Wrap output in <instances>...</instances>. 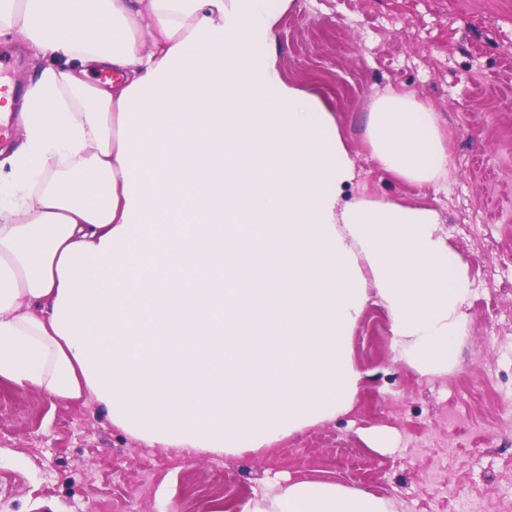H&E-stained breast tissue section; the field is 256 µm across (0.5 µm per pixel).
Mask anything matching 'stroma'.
<instances>
[{
    "label": "stroma",
    "mask_w": 512,
    "mask_h": 512,
    "mask_svg": "<svg viewBox=\"0 0 512 512\" xmlns=\"http://www.w3.org/2000/svg\"><path fill=\"white\" fill-rule=\"evenodd\" d=\"M274 48L288 81L336 117L358 172L348 199L438 213L471 284L456 364L417 372L370 296L349 338L363 376L353 409L224 455L149 448L95 401L0 386V512H238L266 485L326 477L394 512L512 505V0H294ZM44 64L0 35V79L26 86ZM388 88L444 121L447 187L396 179L374 160L365 116ZM376 431L391 448L369 449Z\"/></svg>",
    "instance_id": "35a3bbf8"
}]
</instances>
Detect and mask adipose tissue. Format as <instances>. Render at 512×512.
I'll return each mask as SVG.
<instances>
[{
	"label": "adipose tissue",
	"mask_w": 512,
	"mask_h": 512,
	"mask_svg": "<svg viewBox=\"0 0 512 512\" xmlns=\"http://www.w3.org/2000/svg\"><path fill=\"white\" fill-rule=\"evenodd\" d=\"M293 0H0V33L50 58L0 147V384L93 398L147 447H270L348 413V336L370 293L401 355L448 370L468 277L436 212L344 202L336 117L273 47ZM386 173L438 184L435 112L389 91L366 118ZM246 512H390L330 479Z\"/></svg>",
	"instance_id": "obj_1"
}]
</instances>
